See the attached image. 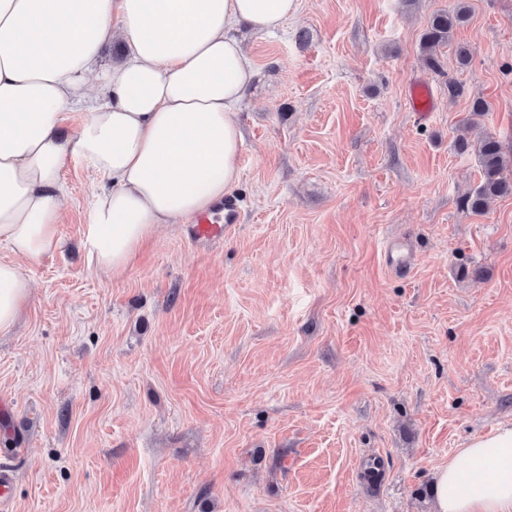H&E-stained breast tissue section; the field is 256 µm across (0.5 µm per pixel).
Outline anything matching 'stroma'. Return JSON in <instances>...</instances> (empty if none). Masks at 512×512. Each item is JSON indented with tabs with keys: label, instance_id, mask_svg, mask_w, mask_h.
I'll return each mask as SVG.
<instances>
[{
	"label": "stroma",
	"instance_id": "35a3bbf8",
	"mask_svg": "<svg viewBox=\"0 0 512 512\" xmlns=\"http://www.w3.org/2000/svg\"><path fill=\"white\" fill-rule=\"evenodd\" d=\"M456 2L301 0L248 36L243 210L209 247L165 224L95 270L102 178L67 160L62 247L0 336V512H434L437 470L512 422V197L465 206L458 149L489 132L512 156V0H465L428 69L422 34ZM410 105L415 112H432L433 98L430 87L425 83H415L409 90ZM413 252L400 241H391L385 251V260L392 268H407L413 263Z\"/></svg>",
	"mask_w": 512,
	"mask_h": 512
}]
</instances>
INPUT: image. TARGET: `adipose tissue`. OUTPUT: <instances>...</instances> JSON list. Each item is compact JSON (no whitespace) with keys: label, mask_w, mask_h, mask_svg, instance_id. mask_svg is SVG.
<instances>
[{"label":"adipose tissue","mask_w":512,"mask_h":512,"mask_svg":"<svg viewBox=\"0 0 512 512\" xmlns=\"http://www.w3.org/2000/svg\"><path fill=\"white\" fill-rule=\"evenodd\" d=\"M297 11L298 0H0V333L29 301L25 263L60 247L69 156L105 180L84 237L103 273L237 186V109L257 72L239 33L276 31ZM117 40L127 58L95 72ZM86 101L63 139L67 105ZM435 496L436 512H512V422L440 468Z\"/></svg>","instance_id":"1"}]
</instances>
